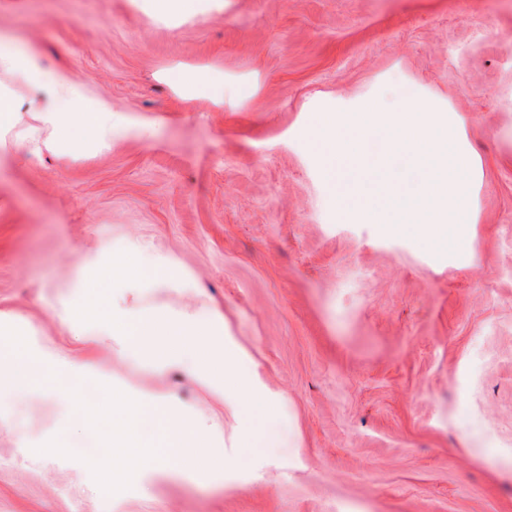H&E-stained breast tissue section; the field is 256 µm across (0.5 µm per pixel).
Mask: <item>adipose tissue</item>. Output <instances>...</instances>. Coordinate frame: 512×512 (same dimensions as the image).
<instances>
[{
    "label": "adipose tissue",
    "mask_w": 512,
    "mask_h": 512,
    "mask_svg": "<svg viewBox=\"0 0 512 512\" xmlns=\"http://www.w3.org/2000/svg\"><path fill=\"white\" fill-rule=\"evenodd\" d=\"M25 71L31 85L50 88L55 97L67 98V109L37 113L33 125L13 135L16 104L9 95H0V128L10 131L11 139L0 141V153L18 148L34 155L50 153L76 160L109 148L123 126V115L111 100L87 102L76 88L69 71L48 66L36 52L11 42L0 45V72Z\"/></svg>",
    "instance_id": "adipose-tissue-1"
}]
</instances>
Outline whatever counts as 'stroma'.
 <instances>
[{
	"mask_svg": "<svg viewBox=\"0 0 512 512\" xmlns=\"http://www.w3.org/2000/svg\"><path fill=\"white\" fill-rule=\"evenodd\" d=\"M210 2L170 19L152 0H0V39L127 110L86 160L0 158V316L224 456L101 493L90 433L40 452L65 417L21 385L0 392V512H512V0ZM404 98L433 100L475 159L462 250L328 202L317 113ZM134 245L178 277L113 305L223 337L272 413L62 326L80 261Z\"/></svg>",
	"mask_w": 512,
	"mask_h": 512,
	"instance_id": "obj_1",
	"label": "stroma"
}]
</instances>
